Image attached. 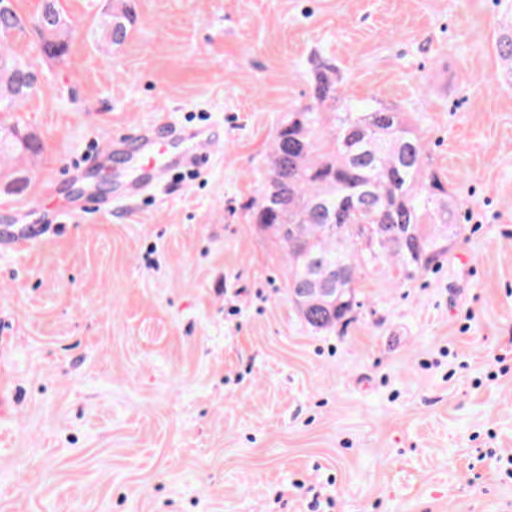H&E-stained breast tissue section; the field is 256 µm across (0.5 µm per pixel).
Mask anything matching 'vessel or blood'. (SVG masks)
Wrapping results in <instances>:
<instances>
[{
    "instance_id": "b4317fda",
    "label": "vessel or blood",
    "mask_w": 512,
    "mask_h": 512,
    "mask_svg": "<svg viewBox=\"0 0 512 512\" xmlns=\"http://www.w3.org/2000/svg\"><path fill=\"white\" fill-rule=\"evenodd\" d=\"M211 143L212 137L205 125L141 127L105 148V155L112 158L111 166L103 165L93 172L77 170V181L82 186L78 194L58 200L56 186L50 183L44 195L49 200L59 201L60 215L78 218L87 207L104 208V199L92 190L100 178L111 177L121 195H136L182 164L196 165L207 160Z\"/></svg>"
}]
</instances>
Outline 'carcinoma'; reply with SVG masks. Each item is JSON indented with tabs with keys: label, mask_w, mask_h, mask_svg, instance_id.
<instances>
[{
	"label": "carcinoma",
	"mask_w": 512,
	"mask_h": 512,
	"mask_svg": "<svg viewBox=\"0 0 512 512\" xmlns=\"http://www.w3.org/2000/svg\"><path fill=\"white\" fill-rule=\"evenodd\" d=\"M132 15L117 0L98 20L103 50L127 38ZM33 24L39 51L65 55L70 29L57 0L23 19L0 10V114L23 110L51 86L31 78L33 61L6 43ZM311 100L288 108L268 153V176L252 221L281 244L288 263V292L308 289L297 309L314 331H329L361 306L356 283L364 272L396 269L413 280L449 250L460 233L458 202L432 168L423 139L405 113L377 100L344 97L336 65L320 55L308 61ZM43 151L42 139L18 122H0L3 192L25 194L31 182L24 162ZM335 289L328 297L320 291Z\"/></svg>",
	"instance_id": "1"
}]
</instances>
